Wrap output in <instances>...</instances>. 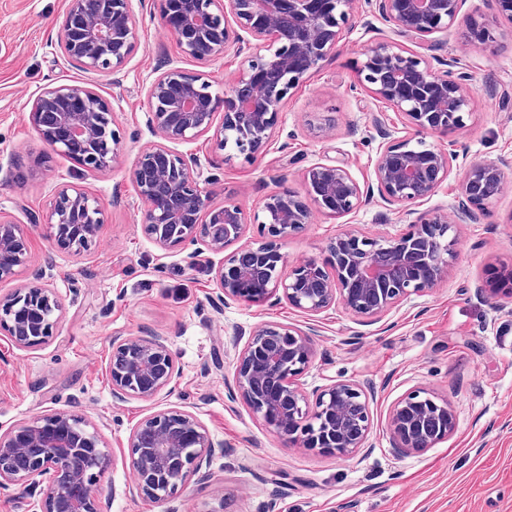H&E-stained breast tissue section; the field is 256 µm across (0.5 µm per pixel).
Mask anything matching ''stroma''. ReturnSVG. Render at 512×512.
Wrapping results in <instances>:
<instances>
[{
  "mask_svg": "<svg viewBox=\"0 0 512 512\" xmlns=\"http://www.w3.org/2000/svg\"><path fill=\"white\" fill-rule=\"evenodd\" d=\"M67 8L68 0H0V212L22 226L28 243L26 264L14 281L0 282V296L47 284L62 304L52 336L36 348L18 349L0 329V432L53 413L85 420L112 457L97 484L108 512H512V296L475 294L499 261L512 258V168L504 171L501 195L458 225L447 278L379 319L339 304L312 319L284 300L222 303L208 257L186 262L196 244L164 251L145 233V204L129 170L145 146L161 140L146 126L150 83L179 67L204 74L220 94L240 74L243 56L229 51L203 64L185 58L161 25L157 0H132L137 39L119 79L86 73L56 53ZM464 9L489 23L493 42L470 47L451 30L421 49L383 21L365 28L367 4L354 0L338 50L291 90L264 153L227 156L209 133L173 149L209 169L213 204L234 201L250 216L273 190L303 191V175L317 163L344 166L362 184L372 180L386 137L404 133L402 116L356 76L367 46L384 40L461 60L454 74L473 92V107L464 127L426 134L427 143L470 161L512 159V19L492 16L483 0H467ZM60 84L94 88L113 105L120 151L111 168L86 172L48 151L30 124L36 96ZM317 122L327 124L326 134H314ZM65 183L104 203V223L85 250L58 249L41 223ZM459 200L453 176L410 213L376 198L341 218L315 215L282 243L279 275L287 277L296 262L323 260L345 229L374 238L395 234L414 213L447 212ZM269 322L316 329L315 357L302 377L306 392L337 380L373 389L370 433L354 458L288 446L244 401H227L244 345L235 329ZM155 336L166 339L180 370L176 384L151 401H114L113 339ZM413 391L450 402L457 425L428 451L400 456L387 415ZM170 408L194 414L223 453L156 503L132 490L128 440L142 419Z\"/></svg>",
  "mask_w": 512,
  "mask_h": 512,
  "instance_id": "1",
  "label": "stroma"
}]
</instances>
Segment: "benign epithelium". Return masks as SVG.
I'll use <instances>...</instances> for the list:
<instances>
[{
    "label": "benign epithelium",
    "instance_id": "7a95c632",
    "mask_svg": "<svg viewBox=\"0 0 512 512\" xmlns=\"http://www.w3.org/2000/svg\"><path fill=\"white\" fill-rule=\"evenodd\" d=\"M382 21L421 43L436 33L465 29L468 42L490 38L462 12L465 0H368ZM352 0H160L166 31L192 59L207 61L233 49L246 54L240 75L220 96L199 73L172 68L147 90V125L170 142L190 141L210 131L217 147L251 157L262 153L281 122L290 90L339 47ZM136 42L131 0H70L57 38L61 57L88 73L123 70ZM457 59H429L386 41L370 44L357 69L358 82L394 107L414 130L388 142L374 168V182L362 187L344 167L318 163L304 175V193L271 192L254 222L267 242L241 243L248 224L233 202L211 204L205 185L211 175L200 160L167 145L146 146L130 172L147 208L145 232L162 249L196 242L192 265L204 253L234 250L213 267L223 301L263 303L285 299L310 316L337 303L362 317L377 319L413 294L433 288L455 258L458 224L483 209L504 189L500 162H458L459 154L423 138L463 126L473 93L450 76ZM223 111L220 126L216 112ZM112 105L91 87L61 84L34 99L29 120L47 147L87 171L112 167L119 152ZM462 170V200L452 213L424 212L397 235L378 239L349 228L329 245L328 262L295 264L277 275L284 256L278 243L312 223L317 214L341 218L379 196L400 209L430 197L455 169ZM104 203L83 189L64 184L51 203L45 226L62 250L87 248L103 224ZM27 259L24 230L0 211V281L15 276ZM491 299L512 295V262L497 269ZM52 288H18L0 298V327L18 348L46 342L60 318ZM235 362L230 400L242 398L266 428L290 446L352 458L369 434L372 393L349 380L315 392L301 387L314 349L309 334L269 323L250 332ZM112 397L153 400L179 376L168 346L160 339H126L112 344L109 362ZM392 447L398 455L420 454L448 439L456 428L450 403L414 391L388 414ZM129 466L136 492L154 502L169 497L195 470L222 453L197 418L167 409L144 418L129 436ZM110 463L101 436L75 416L54 413L0 433V488L19 486L38 498L39 512H102L96 484Z\"/></svg>",
    "mask_w": 512,
    "mask_h": 512
}]
</instances>
